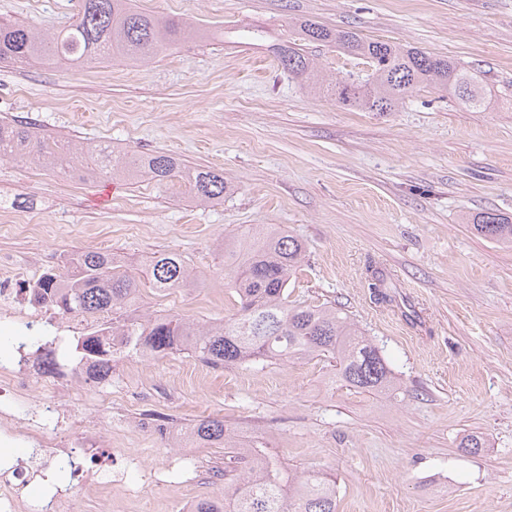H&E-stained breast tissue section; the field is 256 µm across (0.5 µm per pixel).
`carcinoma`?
<instances>
[{"label": "carcinoma", "mask_w": 512, "mask_h": 512, "mask_svg": "<svg viewBox=\"0 0 512 512\" xmlns=\"http://www.w3.org/2000/svg\"><path fill=\"white\" fill-rule=\"evenodd\" d=\"M302 39L334 45L367 60L370 71L330 79L301 49L291 43L272 45L281 68L317 93H326L347 109L392 112L415 88L433 86L456 97L464 108L485 107L481 72L416 48L368 40L350 29H333L305 20ZM188 36L215 38L224 30H200L186 22L155 18L139 11L132 0H79L75 20L58 32L41 33L20 22H0V60L24 65L75 66L98 59L143 62L153 59ZM0 159L32 161L63 175L93 178L146 177L156 182L187 177L202 203L224 200V172L188 167L181 159L156 153L145 157L115 155L112 144L100 142L74 151L61 139L27 121L0 122ZM473 228L496 241L512 243V221L495 213L474 218ZM303 241L280 224H261L224 242L227 287L239 299L232 317L209 324L177 316L142 319L141 288L159 291L189 288L195 276L183 256L161 251L150 260L146 279L122 270L111 251L80 252L64 272L48 270L31 285L36 305L59 315L95 318L112 315L111 323L77 341L75 351L90 362L97 377H112V337H140V352L163 358L189 351L213 366L249 359L325 358L347 386L361 392L392 394L399 384L381 351L363 336L350 318L334 306L288 303V281L305 258ZM190 431L200 444L221 447L224 493L200 499L195 512H336V479L315 470H292L261 449L232 442L224 421L210 416L195 421Z\"/></svg>", "instance_id": "carcinoma-1"}]
</instances>
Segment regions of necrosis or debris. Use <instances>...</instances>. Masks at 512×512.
Listing matches in <instances>:
<instances>
[{
	"instance_id": "1",
	"label": "necrosis or debris",
	"mask_w": 512,
	"mask_h": 512,
	"mask_svg": "<svg viewBox=\"0 0 512 512\" xmlns=\"http://www.w3.org/2000/svg\"><path fill=\"white\" fill-rule=\"evenodd\" d=\"M88 377L85 368L60 363L49 342L18 341L12 356L0 364V436L22 441L28 454L25 467L0 466V512H73V488L86 485L89 477L61 431H79L86 441L95 427L83 414L68 410L64 395ZM61 469L69 471L70 485L28 494L34 478Z\"/></svg>"
}]
</instances>
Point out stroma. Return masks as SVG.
<instances>
[{
	"label": "stroma",
	"mask_w": 512,
	"mask_h": 512,
	"mask_svg": "<svg viewBox=\"0 0 512 512\" xmlns=\"http://www.w3.org/2000/svg\"><path fill=\"white\" fill-rule=\"evenodd\" d=\"M78 0H0V20L55 32ZM139 10L224 39L186 40L147 62L82 67L0 62V119L32 121L79 147L158 151L222 170L223 202L203 205L175 177L81 182L0 160V210L43 221L23 235L0 222V256L26 287L79 251L107 249L131 271L175 251L193 287L144 289L141 313L230 317L222 248L253 224H281L306 247L293 301L341 307L399 377L398 396L346 386L328 361L250 360L225 368L189 353L119 359L109 383L72 391L102 447L137 459L125 486L75 490V512H182L218 494L201 483L224 451L182 460L169 441L141 439L148 406L160 424L202 416L227 433L262 435L288 466L336 479L338 512H512V246L473 217L512 218V0H136ZM311 20L472 65L492 101L469 112L431 88L392 112L349 111L279 67L271 46ZM263 41L237 36L243 28ZM383 278L386 300L369 283ZM485 444L460 447L464 434Z\"/></svg>",
	"instance_id": "35a3bbf8"
}]
</instances>
